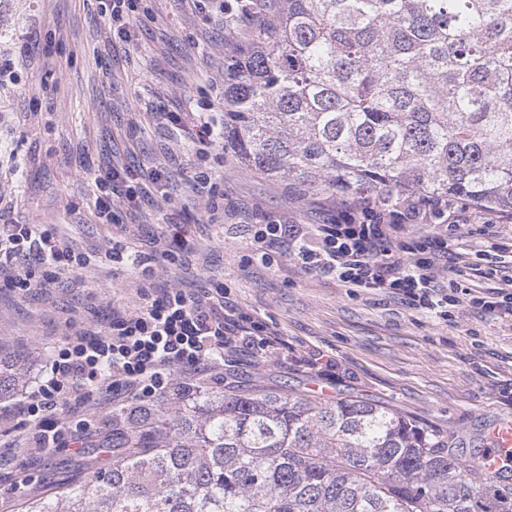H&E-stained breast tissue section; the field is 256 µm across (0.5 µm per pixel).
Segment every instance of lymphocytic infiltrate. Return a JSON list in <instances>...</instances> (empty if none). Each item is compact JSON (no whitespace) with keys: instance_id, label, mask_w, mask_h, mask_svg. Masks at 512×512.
<instances>
[{"instance_id":"f902f5d3","label":"lymphocytic infiltrate","mask_w":512,"mask_h":512,"mask_svg":"<svg viewBox=\"0 0 512 512\" xmlns=\"http://www.w3.org/2000/svg\"><path fill=\"white\" fill-rule=\"evenodd\" d=\"M165 118L183 129L197 157L224 141L223 126L208 113L169 112ZM158 181L154 172L138 178L121 166L102 170L94 179L99 223H112L114 200L139 209ZM472 215L471 204L455 196L406 195L391 202L367 196L341 201L331 223L306 229L265 217L251 225L250 238L287 244L301 269L336 279L350 292L394 295L445 322L471 309L512 319V237L487 218L479 225L478 245L464 242L460 224ZM94 261L44 225L0 223V288H43L61 275L90 271ZM473 272L489 280V288L469 287ZM140 295L137 310L113 312L108 325L70 334L49 370L31 378L23 402L38 443L50 441L42 413L71 402L83 407L85 385L106 401L151 402L172 391L190 392L192 380L223 367L225 357L246 351L262 359L278 343L267 327L226 305L223 285L159 296L144 289Z\"/></svg>"}]
</instances>
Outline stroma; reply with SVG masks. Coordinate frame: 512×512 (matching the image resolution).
<instances>
[{
	"label": "stroma",
	"mask_w": 512,
	"mask_h": 512,
	"mask_svg": "<svg viewBox=\"0 0 512 512\" xmlns=\"http://www.w3.org/2000/svg\"><path fill=\"white\" fill-rule=\"evenodd\" d=\"M102 0H0V50L17 59V80L0 90V206L7 219L44 224L78 247L99 252L94 270L50 288H0V356L27 375L48 367L55 345L74 330L108 324L113 309L139 307V288L197 292L223 285L229 304L280 334L283 347L264 359L242 353L206 391L275 388L321 401L355 396L448 434L469 461L486 427L512 417V321L466 311L451 324L411 311L396 297L351 294L334 279L307 273L281 244L263 262L249 225L272 215L289 224H321L330 196L293 191L248 171L222 150L197 160L162 120L206 102L224 117V54L246 44L249 26H226L223 10L240 0H139L131 41L110 42ZM120 162L133 172L161 171L160 195L139 210L116 209L113 223L94 213V178ZM224 178L223 223L208 221L193 193L196 167ZM121 243L151 256L148 271L112 263ZM335 365L318 372L314 354ZM20 392L0 397V512L86 472V453L102 447L112 461V407L89 401L91 424L71 443L76 414L45 412L53 441L16 442L25 416Z\"/></svg>",
	"instance_id": "obj_1"
}]
</instances>
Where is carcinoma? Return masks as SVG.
I'll list each match as a JSON object with an SVG mask.
<instances>
[{
    "label": "carcinoma",
    "mask_w": 512,
    "mask_h": 512,
    "mask_svg": "<svg viewBox=\"0 0 512 512\" xmlns=\"http://www.w3.org/2000/svg\"><path fill=\"white\" fill-rule=\"evenodd\" d=\"M224 150L312 194L512 214V0H278L224 57ZM112 426V465L18 512H512V485L365 400L203 393Z\"/></svg>",
    "instance_id": "1"
}]
</instances>
